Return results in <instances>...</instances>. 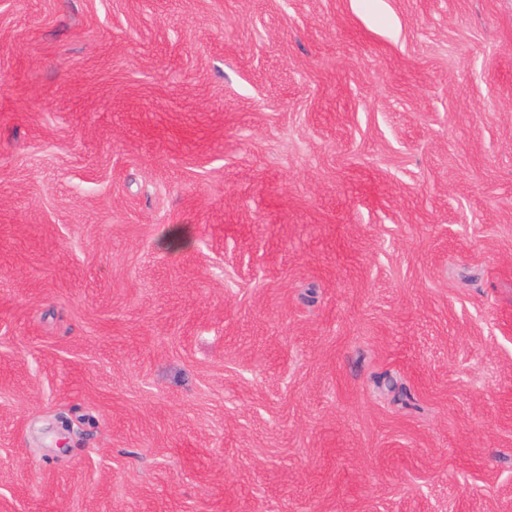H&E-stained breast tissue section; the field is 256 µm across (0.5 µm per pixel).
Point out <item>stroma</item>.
<instances>
[{"label":"stroma","instance_id":"35a3bbf8","mask_svg":"<svg viewBox=\"0 0 512 512\" xmlns=\"http://www.w3.org/2000/svg\"><path fill=\"white\" fill-rule=\"evenodd\" d=\"M0 512H512V0H0Z\"/></svg>","mask_w":512,"mask_h":512}]
</instances>
